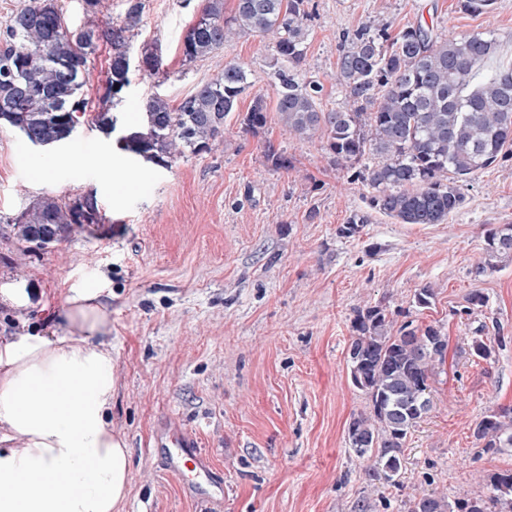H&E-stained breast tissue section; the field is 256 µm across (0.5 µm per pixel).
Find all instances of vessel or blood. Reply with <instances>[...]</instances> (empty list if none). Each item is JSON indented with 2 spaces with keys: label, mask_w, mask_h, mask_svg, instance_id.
I'll return each instance as SVG.
<instances>
[{
  "label": "vessel or blood",
  "mask_w": 512,
  "mask_h": 512,
  "mask_svg": "<svg viewBox=\"0 0 512 512\" xmlns=\"http://www.w3.org/2000/svg\"><path fill=\"white\" fill-rule=\"evenodd\" d=\"M152 452L163 458L168 471L178 477L185 491L201 502L214 500L211 461L186 429L161 423L153 437Z\"/></svg>",
  "instance_id": "1"
}]
</instances>
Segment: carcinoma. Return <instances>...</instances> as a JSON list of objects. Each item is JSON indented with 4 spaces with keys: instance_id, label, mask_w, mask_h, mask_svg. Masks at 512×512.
I'll use <instances>...</instances> for the list:
<instances>
[{
    "instance_id": "cac0c4a2",
    "label": "carcinoma",
    "mask_w": 512,
    "mask_h": 512,
    "mask_svg": "<svg viewBox=\"0 0 512 512\" xmlns=\"http://www.w3.org/2000/svg\"><path fill=\"white\" fill-rule=\"evenodd\" d=\"M141 0H127L122 25L69 29L58 0H26L0 28V128L10 127L41 142L64 140L67 125L87 120L109 134L112 114L106 104L121 100L131 83L127 34L139 28ZM308 0H237L224 16V0H206L199 19L183 39L185 60L194 62L224 50L243 36L273 44L278 68L274 109L258 98L241 118L245 130L261 133L276 112L298 136L321 131L333 161L355 163L367 155L377 164L356 178L373 190L370 208L403 224H440L465 202L462 186L472 181L512 146V65L480 72L496 51L490 32L444 38L420 23L397 33L363 25L344 37L332 79L345 91V107H320L322 84L302 74L307 56ZM112 46L102 102L87 118L80 96L88 55L99 43ZM248 87L245 68L227 61L212 81L173 107L151 97L145 120L131 129L134 143L158 162L210 150L224 119L236 111ZM369 222L353 213L339 234L351 237ZM92 196L68 202L44 197L14 219L16 236L45 249L74 224H99ZM486 252L512 253V225L487 231ZM347 365L352 385L369 401V410L351 418L346 438L372 484L400 485L408 433L431 406L430 379L445 363L448 339L441 328L405 323L393 329L386 309L359 310L351 323ZM493 346L475 336L469 355L491 358ZM478 453L512 447V407L492 411L476 423ZM484 496L447 497L424 493L408 512H512V470L488 475Z\"/></svg>"
}]
</instances>
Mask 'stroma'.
Masks as SVG:
<instances>
[{
	"label": "stroma",
	"instance_id": "obj_1",
	"mask_svg": "<svg viewBox=\"0 0 512 512\" xmlns=\"http://www.w3.org/2000/svg\"><path fill=\"white\" fill-rule=\"evenodd\" d=\"M69 28L121 25L127 0H61ZM142 23L129 37L133 56L150 50L158 72L133 71L118 126L139 124L150 97L178 105L225 62L242 64L250 83L211 151L158 165L119 152L115 138L81 126L51 149L0 132V289L28 293L30 305L0 304V337L45 331L49 310L72 289L101 290L112 307L117 388L112 426L130 449L124 512H353L368 496L375 512H408L414 496L486 494L488 474L512 469V448L477 455L476 420L512 406V254L489 256L488 229L512 224V156L464 186L465 202L441 224H403L370 210L354 165L332 164L320 134L301 138L278 120L259 135L240 119L256 95L275 101L278 80L269 42L242 37L217 57L184 61L183 38L204 0H142ZM310 35L303 72L323 84L324 111L342 109L331 78L344 33L365 24L398 30L421 21L443 37L494 32L490 65H512V0L483 13L459 0H308ZM110 44L99 43L82 88L88 112L102 108ZM292 168L273 169L268 148ZM120 153L127 179L109 182L84 162L89 152ZM72 156L55 166L59 155ZM51 168L39 182L37 170ZM94 196L98 224H75L44 250H24L12 221L37 199ZM370 222L352 237L339 227L354 212ZM488 271L476 275L479 265ZM432 287L429 307L414 294ZM486 307L469 309L472 292ZM386 308L395 324H436L448 337L445 364L431 381L432 407L409 433L396 487L368 483L348 450L346 430L368 401L347 367L357 310ZM495 351L469 354L476 328ZM192 432L224 478V499L187 497L151 455L162 421Z\"/></svg>",
	"mask_w": 512,
	"mask_h": 512
}]
</instances>
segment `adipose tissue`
<instances>
[{"label":"adipose tissue","mask_w":512,"mask_h":512,"mask_svg":"<svg viewBox=\"0 0 512 512\" xmlns=\"http://www.w3.org/2000/svg\"><path fill=\"white\" fill-rule=\"evenodd\" d=\"M50 319L55 335L0 340V512H123L131 460L110 418L112 312L81 288ZM37 470L44 483L28 484Z\"/></svg>","instance_id":"adipose-tissue-1"}]
</instances>
